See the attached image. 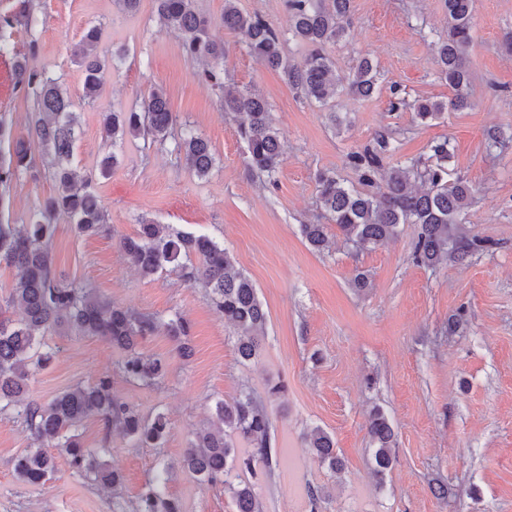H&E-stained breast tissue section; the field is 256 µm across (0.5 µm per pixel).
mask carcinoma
<instances>
[{"label": "carcinoma", "mask_w": 512, "mask_h": 512, "mask_svg": "<svg viewBox=\"0 0 512 512\" xmlns=\"http://www.w3.org/2000/svg\"><path fill=\"white\" fill-rule=\"evenodd\" d=\"M284 3L293 37L305 47L299 64L284 55L285 35L281 30L258 14L242 12L237 0H224L222 24L242 35L249 53L258 61L281 71L290 86L326 107L339 91L327 48L347 35L343 21L350 17L351 0ZM473 4L474 0H443L448 31L435 44V50L440 75L448 82L452 96L446 101L421 99L410 104L421 124L469 105L471 76L465 50L472 42ZM155 6L161 27L179 33L186 57L199 65L198 80L219 91L224 112L243 117L238 135L246 147L249 170L274 177L282 163V146L267 100L226 84L224 44L213 38L210 24L196 12L194 0H155ZM34 11V0H18L12 13L0 15V49L5 44L6 30L31 28ZM101 31L100 24L88 27L71 48L73 61L83 75L82 97L89 103L98 96L105 73L122 60L119 51L110 59L97 52ZM377 82L376 67L364 57L348 78L345 90L357 99H365L376 92ZM14 89L23 98L32 99L37 109L26 138L13 136L6 117L0 116V144L7 143V151L0 152V186L6 189L24 176L37 179L31 156V142L36 141L47 156L55 194L28 224L0 220V263L16 271L5 304L9 308L17 306L22 312L15 321L0 310V413L15 414L34 441V447L14 457L13 470L18 480L39 484L56 470L51 449L63 448L70 468L112 489L113 512H182L179 502L166 495L160 475L135 507L126 508L121 496V473L100 458V451L83 447L78 434L82 421L98 418L136 442L156 447L166 436L163 415H156L151 422L145 420L134 406L112 393L107 377L93 385L72 386L46 404L25 399L30 365H46L54 356L50 349L38 352L51 332L67 329L105 339L127 352L125 377L149 385L163 377L164 366L160 360L139 353L140 342L162 327L187 355L190 323L180 314L163 323L153 315L116 306L93 290L56 276L50 247L56 217H66L82 235H95L107 224V215L92 175L73 162L77 117L69 92L46 72L30 69L24 58L14 62ZM174 123L170 101L161 89L153 90L130 110L103 115L105 137L114 146L127 136L161 143ZM176 149L197 176L210 173L215 157L208 139L186 129ZM431 151L432 164L415 161L388 168L390 141L384 135L378 137L375 146L349 156L358 183L376 187L378 192H360L335 174L321 172L317 176L319 209L347 241L360 249L396 238L402 224L419 225L411 258L420 266L435 267L448 259L464 262L489 250L491 240L471 234L464 227L474 189L461 178L448 183V140L432 145ZM301 233L313 249L320 252L327 247V225L303 224ZM119 247L143 278H152L171 265L186 283L203 284L224 321L235 328L239 356L245 361L256 356L265 336L267 314L253 281L235 270L233 257L224 245L204 235H190L142 220L136 236L121 239ZM270 428L266 407L251 395L218 401L210 420L191 432L180 465L203 482L224 486L236 512H263L255 484L241 479V475L254 477L259 468L266 475L271 473L277 452L271 445ZM368 433L373 444V472L382 484L393 462L395 433L381 410L372 412ZM238 441L249 445L242 454L237 451ZM307 447L331 470L343 469L335 442L327 432L315 429L308 436Z\"/></svg>", "instance_id": "obj_1"}]
</instances>
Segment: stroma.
<instances>
[{
    "instance_id": "obj_1",
    "label": "stroma",
    "mask_w": 512,
    "mask_h": 512,
    "mask_svg": "<svg viewBox=\"0 0 512 512\" xmlns=\"http://www.w3.org/2000/svg\"><path fill=\"white\" fill-rule=\"evenodd\" d=\"M36 3L40 24L34 34L13 33L11 51L0 55V114L14 134L27 133L34 102L14 91L12 73L16 54L36 37L38 51L27 64L58 78L74 99V162L95 174L109 219L107 231L92 236L78 235L58 219L54 271L161 320L183 314L192 330L187 358L161 331L140 343V353L165 365L163 378L151 387L125 379L118 369L123 352L103 338L50 334L45 341L57 354L49 365L32 367L28 398L46 403L71 386L107 376L113 393L143 417L165 415L167 434L158 448L137 447L96 418L79 428L84 447L105 449L106 460L121 471L129 502L147 491L162 459L175 466L166 493L183 512H235L223 486L200 482L177 464L189 431L210 417L216 402L247 392L271 415L279 459L271 475L256 479L263 512H512V145L488 146L492 134L512 135V54L504 47L512 0H475L466 55L470 106L427 126L415 121L408 104L451 95L435 54L448 28L442 0H352L351 30L329 53L344 78L361 58L371 59L379 84L367 100L337 97V127L328 122L326 108L251 57L241 36L222 25L224 0H195L224 44L227 83L257 90L270 104L284 149L272 184L247 170L235 118L195 77L180 35L161 30L154 0H140L133 13L120 12L114 0ZM92 24L102 27L99 53L108 56L121 47L125 58L106 73L89 106L80 100L82 74L69 48ZM156 88L166 92L176 116L170 139L106 142L103 112L129 109ZM396 96L406 99V107L391 108ZM185 127L214 149L205 178L173 152ZM381 133L391 137L393 164L428 161L431 145L448 139L449 179L466 178L475 190L466 227L490 239L492 249L463 264L419 266L411 259L414 224L401 225L395 240L364 250L332 225L330 250L307 243L301 225L324 221L316 207L317 174L329 170L355 183L348 155ZM110 150L119 163L109 176H99L98 161ZM54 192L48 174L21 178L6 190L0 218L28 222ZM142 217L207 235L233 254L267 313L255 358H239L233 328L202 285L186 284L168 269L144 279L130 266L118 243L137 233ZM358 270L370 281L361 291L350 286ZM456 314L463 324L452 334L448 320ZM277 381L286 389L274 398L269 387ZM376 407L396 438L381 488L371 473L367 428ZM315 427L332 436L345 462L342 472L306 448L303 437ZM31 443L20 420L0 414V512H112L111 494L73 471L65 456H58V469L45 482L17 480L12 459ZM437 481L447 484V498L434 496ZM313 487L326 488L328 498L313 503Z\"/></svg>"
}]
</instances>
